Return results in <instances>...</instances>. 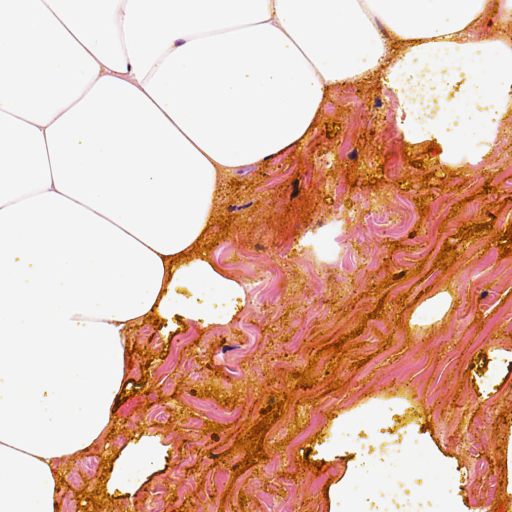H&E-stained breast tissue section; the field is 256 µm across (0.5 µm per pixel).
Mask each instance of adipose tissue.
Returning a JSON list of instances; mask_svg holds the SVG:
<instances>
[{
  "instance_id": "adipose-tissue-1",
  "label": "adipose tissue",
  "mask_w": 512,
  "mask_h": 512,
  "mask_svg": "<svg viewBox=\"0 0 512 512\" xmlns=\"http://www.w3.org/2000/svg\"><path fill=\"white\" fill-rule=\"evenodd\" d=\"M372 79L440 172L493 152L512 0H0V512H55L63 463L91 453L119 503L169 469L149 429L107 440L133 333L238 320L243 283L192 252L219 187ZM425 422L405 401L338 413L309 454L339 470L322 512H470Z\"/></svg>"
}]
</instances>
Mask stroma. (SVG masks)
I'll return each mask as SVG.
<instances>
[{
	"label": "stroma",
	"instance_id": "35a3bbf8",
	"mask_svg": "<svg viewBox=\"0 0 512 512\" xmlns=\"http://www.w3.org/2000/svg\"><path fill=\"white\" fill-rule=\"evenodd\" d=\"M398 110L393 91L378 83L337 93L299 154L246 168L237 185L221 188L220 213L233 222L212 258L260 292L227 327L192 324L165 337L147 326L136 333L141 352L130 376L137 381L149 374L152 390L118 406L117 426L128 433L150 427L170 443L174 457L171 468L145 487L142 502L111 512H322V489L334 472L313 474L298 459L326 426L328 413L375 398L420 405L439 447L463 462L462 492L470 508L493 512L503 496L498 442L512 424L499 415L512 410V373L490 398L478 388L486 365L482 352L512 350V256L500 257L493 243L494 232L512 223V137L493 153L474 149L457 177L437 174L424 185L417 181L418 167L404 160L405 140L392 121ZM333 119L339 126L330 138ZM353 162L361 179L354 188L345 176ZM376 175L380 186H367L366 178ZM406 176L414 177L412 187L402 186ZM489 179L498 190L486 194ZM302 193L315 203L305 221L285 213ZM419 197L426 198L428 214H420ZM492 202L504 203L499 216L488 213ZM488 220L494 232L459 243L450 270L416 276L420 261L436 259L445 237L462 223ZM395 241L400 249H392ZM390 273L398 280L387 284L382 318H372L376 287ZM430 286L448 289L452 297L447 322L399 328L398 295L415 297ZM364 315L369 321L363 326ZM354 329L360 345L337 368L343 388L328 390L331 355L314 356L312 348ZM313 357L318 364L312 369ZM308 368L316 384L294 388L290 372ZM209 387L218 389V397H204ZM288 390L300 405L287 408L267 430V460L233 476L245 453L238 449L215 461L207 423L227 425L229 434L239 436L271 393ZM232 396L237 404L219 405V398Z\"/></svg>",
	"mask_w": 512,
	"mask_h": 512
}]
</instances>
